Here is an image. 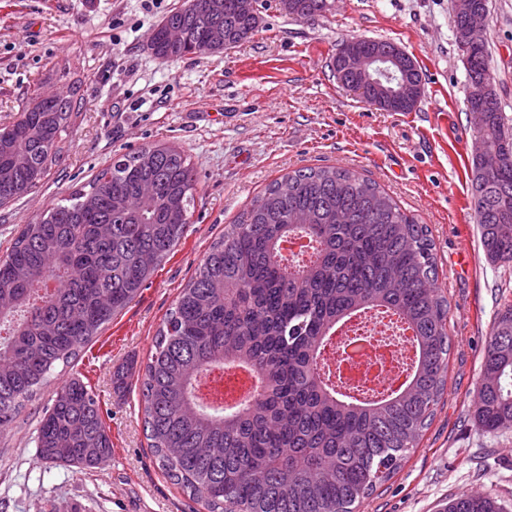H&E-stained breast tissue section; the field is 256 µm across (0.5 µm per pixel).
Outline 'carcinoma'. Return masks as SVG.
I'll list each match as a JSON object with an SVG mask.
<instances>
[{"label":"carcinoma","mask_w":512,"mask_h":512,"mask_svg":"<svg viewBox=\"0 0 512 512\" xmlns=\"http://www.w3.org/2000/svg\"><path fill=\"white\" fill-rule=\"evenodd\" d=\"M327 0H288L313 20ZM178 24L186 40L168 42ZM256 34L260 20L219 5L181 6L153 30L154 55L177 60L222 53ZM489 67L486 44L466 62L475 87ZM484 109L487 144L471 163V203L492 264H512V128L496 93H470ZM75 101L35 89L19 118L0 127V205L39 184L64 148ZM24 225L0 259V429L141 292L191 224L196 191L187 155L166 144L112 161L88 184ZM302 234L307 263L281 244ZM435 246L379 185L336 166L306 167L270 184L211 246L154 338L142 379L144 424L158 467L197 512H359L416 447L445 390L451 338L448 300L434 288ZM368 310L391 313L418 355L407 382L379 400L336 391L317 360L336 327ZM238 364L260 388L244 404L203 401L208 372ZM473 419L486 431L512 426V304L497 315L483 357ZM46 463L93 469L112 455L96 395L72 379L56 392L35 437ZM446 512H501L490 496L462 493Z\"/></svg>","instance_id":"carcinoma-1"}]
</instances>
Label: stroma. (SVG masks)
<instances>
[{
  "label": "stroma",
  "mask_w": 512,
  "mask_h": 512,
  "mask_svg": "<svg viewBox=\"0 0 512 512\" xmlns=\"http://www.w3.org/2000/svg\"><path fill=\"white\" fill-rule=\"evenodd\" d=\"M184 0H0V126L35 87L74 88L64 152L31 192L0 207V258L23 224L87 186L113 158L154 143L180 148L197 172L192 223L137 298L0 431V512H192L159 470L144 431L141 382L152 339L228 224L288 172L336 165L375 180L436 244L437 292L450 304L448 382L434 419L361 512H443L461 493L512 512V428L474 423L497 313L512 301V265L491 264L470 208L476 146L470 87L452 0H333L313 21L259 0L249 41L221 54L155 57L154 27ZM489 68L512 125V0H490ZM352 38L388 40L418 62L413 111L386 112L343 88L328 64ZM128 370L124 390L114 374ZM90 385L112 454L82 469L42 462L36 427L70 379Z\"/></svg>",
  "instance_id": "1"
}]
</instances>
